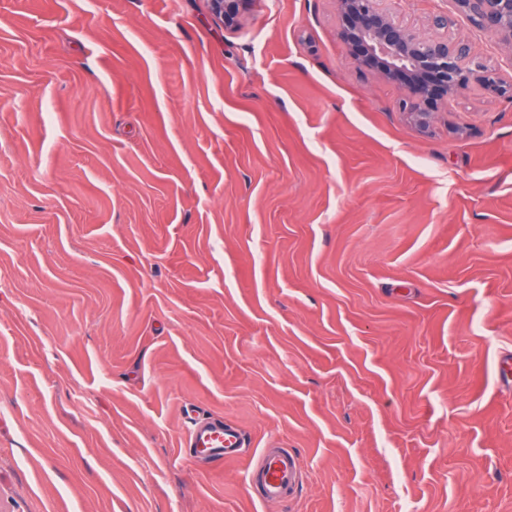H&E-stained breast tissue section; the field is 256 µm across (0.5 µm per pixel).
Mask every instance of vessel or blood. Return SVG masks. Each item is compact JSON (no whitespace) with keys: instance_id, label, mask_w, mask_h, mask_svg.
Segmentation results:
<instances>
[{"instance_id":"obj_1","label":"vessel or blood","mask_w":512,"mask_h":512,"mask_svg":"<svg viewBox=\"0 0 512 512\" xmlns=\"http://www.w3.org/2000/svg\"><path fill=\"white\" fill-rule=\"evenodd\" d=\"M248 447L240 429L210 416L191 418L183 442L184 452L189 457L219 465L244 456ZM296 475V459L275 448L264 449L257 463L248 470L250 485L260 502L288 500Z\"/></svg>"}]
</instances>
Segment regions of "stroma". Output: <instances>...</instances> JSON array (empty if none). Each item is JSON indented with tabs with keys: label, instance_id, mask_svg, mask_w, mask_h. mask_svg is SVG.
<instances>
[{
	"label": "stroma",
	"instance_id": "1",
	"mask_svg": "<svg viewBox=\"0 0 512 512\" xmlns=\"http://www.w3.org/2000/svg\"><path fill=\"white\" fill-rule=\"evenodd\" d=\"M336 22L0 0V512H512V101L421 133ZM190 412L294 495L184 455ZM297 461L278 448H264L257 464L249 467L250 487L256 490L259 502L288 500L294 491Z\"/></svg>",
	"mask_w": 512,
	"mask_h": 512
}]
</instances>
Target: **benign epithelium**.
<instances>
[{
	"instance_id": "1",
	"label": "benign epithelium",
	"mask_w": 512,
	"mask_h": 512,
	"mask_svg": "<svg viewBox=\"0 0 512 512\" xmlns=\"http://www.w3.org/2000/svg\"><path fill=\"white\" fill-rule=\"evenodd\" d=\"M252 0H210L212 13L234 23ZM384 0H336V37L360 69L398 84V110L419 130L427 131L437 109L460 92L477 87L512 100V84L502 81L463 42L448 40L453 23L441 13L431 26L439 33L423 36L387 11ZM456 13L512 47V0H452Z\"/></svg>"
}]
</instances>
